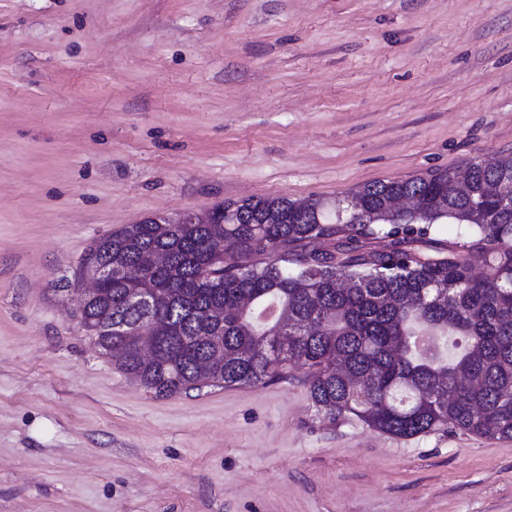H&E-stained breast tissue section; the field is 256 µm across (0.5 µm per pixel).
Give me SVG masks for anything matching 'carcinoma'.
Returning a JSON list of instances; mask_svg holds the SVG:
<instances>
[{
	"label": "carcinoma",
	"instance_id": "1",
	"mask_svg": "<svg viewBox=\"0 0 512 512\" xmlns=\"http://www.w3.org/2000/svg\"><path fill=\"white\" fill-rule=\"evenodd\" d=\"M466 168L462 182L446 168L366 183L345 206L252 197L213 207L212 224H128L90 246L112 277L82 324L158 397L256 388L297 365L331 420L351 414L402 439H512V205L489 191L512 182V154ZM402 196L415 211L388 212ZM437 224L465 226L468 240L435 238ZM219 240L235 250L218 261ZM131 288L164 302L147 309ZM217 305L220 320L208 315Z\"/></svg>",
	"mask_w": 512,
	"mask_h": 512
}]
</instances>
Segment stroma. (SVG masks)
Here are the masks:
<instances>
[{
    "label": "stroma",
    "mask_w": 512,
    "mask_h": 512,
    "mask_svg": "<svg viewBox=\"0 0 512 512\" xmlns=\"http://www.w3.org/2000/svg\"><path fill=\"white\" fill-rule=\"evenodd\" d=\"M508 153L512 0H0V512H512V439L155 396L75 291L152 215Z\"/></svg>",
    "instance_id": "1"
}]
</instances>
